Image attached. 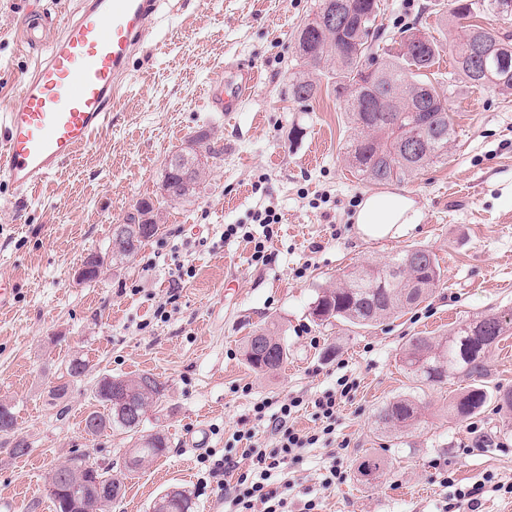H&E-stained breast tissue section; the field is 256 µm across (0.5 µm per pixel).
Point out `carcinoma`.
Wrapping results in <instances>:
<instances>
[{
    "instance_id": "obj_1",
    "label": "carcinoma",
    "mask_w": 512,
    "mask_h": 512,
    "mask_svg": "<svg viewBox=\"0 0 512 512\" xmlns=\"http://www.w3.org/2000/svg\"><path fill=\"white\" fill-rule=\"evenodd\" d=\"M501 0H450L449 16L457 20L462 16L479 17L495 12ZM353 21L342 26L327 23L317 28L301 29L298 36L299 60L305 70L296 73L288 84V95L303 103L317 92V84L310 77L319 72L333 80L338 99L344 100L352 124L353 136L347 143L346 161L361 180L372 184L403 181L426 166L448 155V142L453 128L448 107L438 106L428 113L429 138L427 153L410 159L400 149L403 137L416 129L415 112L411 110V92L414 85L424 82V71L433 67L443 45L433 36L415 47L417 53L383 49L384 58L377 62L374 43L379 40V0H347ZM364 19V27L355 22ZM454 67L448 79L438 82L434 91L448 101L458 81L481 86L501 94H512V57L505 67L491 68V77L479 73V59L475 58L474 42L462 32L452 49ZM378 64L376 91L381 96L398 98L394 111H383L372 96L357 98L346 93L362 71ZM442 270L437 255L426 248L410 247L395 254L382 265H361L344 275V282L336 288H322L317 293L312 309L320 312V321L336 320L356 328L371 327L396 311L423 302L441 282ZM478 333L471 335V324L459 325L450 336L436 340L429 336H414L402 351V363L407 373L423 382L445 384L456 372L472 380L467 390L449 404L451 412L466 419L481 412L491 402V395L482 379L486 375V357L490 348L512 330L511 314H489L474 322ZM264 346H255V336L247 337L244 356L255 370H277L287 357L284 344L272 336L270 330H261ZM149 379L144 391L139 383ZM112 377L99 380L94 397L105 412L91 411L88 417L96 421L95 431L112 429L135 435L141 422L120 415L109 396ZM127 389L134 392L141 407V415L159 407L167 397V385L151 373H143L126 380ZM419 416L415 400L403 397L383 406L377 423L386 431H406L414 427ZM0 442L11 447L17 457L28 453L27 441L17 433L12 407L0 402ZM167 440L157 431L141 436L128 449L129 460L119 474L112 468L100 467L90 461L87 454H79L55 468L46 483V496L54 512H112V505L122 499L125 480L134 476L140 466L165 455ZM385 465L379 456H369L358 465L363 477H371ZM112 485V499L99 497L96 487L102 483Z\"/></svg>"
}]
</instances>
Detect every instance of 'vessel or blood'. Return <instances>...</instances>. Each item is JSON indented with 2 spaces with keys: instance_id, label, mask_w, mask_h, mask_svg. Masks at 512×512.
<instances>
[{
  "instance_id": "b4317fda",
  "label": "vessel or blood",
  "mask_w": 512,
  "mask_h": 512,
  "mask_svg": "<svg viewBox=\"0 0 512 512\" xmlns=\"http://www.w3.org/2000/svg\"><path fill=\"white\" fill-rule=\"evenodd\" d=\"M160 0H82L76 19L53 38L20 100L0 114V182L39 185L108 124L127 64ZM257 80L255 67L234 69L206 97L237 111Z\"/></svg>"
}]
</instances>
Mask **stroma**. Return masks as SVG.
Masks as SVG:
<instances>
[{
  "label": "stroma",
  "mask_w": 512,
  "mask_h": 512,
  "mask_svg": "<svg viewBox=\"0 0 512 512\" xmlns=\"http://www.w3.org/2000/svg\"><path fill=\"white\" fill-rule=\"evenodd\" d=\"M318 0H164L133 53L125 93L105 130L40 186L16 191L0 183V401L10 403L29 445L23 457L0 447V502L11 512H53L44 492L55 467L86 453L121 464L132 441L108 431L87 437L84 416L98 409L93 386L105 376L155 374L168 397L147 412L142 434L163 431L166 455L143 463L112 512H150L170 488L185 490L193 512H225L224 487L212 463L235 447L236 430L272 445L268 421L253 405L292 396L310 400L356 384L336 414L329 442L303 449L288 465L290 512L315 500L317 512H449L456 493L479 488L475 512H512V412L489 405L467 420L448 412L468 380L428 386L403 368L414 336H444L458 324L512 312V95L461 84L448 98L454 135L447 160L389 190L413 196L414 227L395 238L363 240L353 222L374 186L358 179L345 152L352 134L331 80L320 73L316 97L297 103L288 83L297 72L295 36ZM447 0H381L385 38L414 27L444 49L434 72L452 69L460 31ZM67 22L77 0H0V113L18 101L40 57L20 39L32 6ZM233 63L259 77L239 111L212 110L205 88ZM206 132L224 147L195 195L161 209L159 236L134 257L114 262L91 283L74 279L91 253L105 251L114 224L138 201L154 197L167 156ZM274 210L265 262L246 240L225 237L229 224L261 234L256 216ZM424 246L438 256L443 282L419 306L370 328L318 325L310 308L318 289L340 283L354 266L381 264ZM188 269L175 280L177 268ZM165 308L166 318L156 315ZM267 328L288 349L273 372L251 368L244 342ZM87 372L55 398L66 361ZM489 391L512 390V335L487 355ZM398 397L420 400L410 432L381 431L376 414ZM205 429L208 440L189 447ZM387 467L364 482L362 458ZM341 457L345 481L322 479Z\"/></svg>",
  "instance_id": "obj_1"
}]
</instances>
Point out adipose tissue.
<instances>
[{
  "label": "adipose tissue",
  "instance_id": "ef3b65f1",
  "mask_svg": "<svg viewBox=\"0 0 512 512\" xmlns=\"http://www.w3.org/2000/svg\"><path fill=\"white\" fill-rule=\"evenodd\" d=\"M417 215V203L406 192L371 194L360 203L355 224L365 239H391L415 224Z\"/></svg>",
  "mask_w": 512,
  "mask_h": 512
}]
</instances>
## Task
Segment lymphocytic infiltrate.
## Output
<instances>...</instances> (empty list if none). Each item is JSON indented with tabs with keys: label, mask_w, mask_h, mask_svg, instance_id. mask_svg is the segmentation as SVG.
Listing matches in <instances>:
<instances>
[{
	"label": "lymphocytic infiltrate",
	"mask_w": 512,
	"mask_h": 512,
	"mask_svg": "<svg viewBox=\"0 0 512 512\" xmlns=\"http://www.w3.org/2000/svg\"><path fill=\"white\" fill-rule=\"evenodd\" d=\"M340 385L339 393L327 392L312 400L314 414L321 423L320 430L312 434L300 433L290 423L293 414L303 404L302 398L294 397L282 402L273 413L269 412L267 403L254 405L256 419L270 420L275 442L270 448L248 446L237 459L228 455L215 461L212 472L216 475L238 472L239 459L245 458L250 462L247 472H238L236 483L224 486V501L229 505V512H289L287 493L271 489L270 481L287 469L289 460L295 459L301 450L334 433L339 399L349 396L353 389L352 383L345 379Z\"/></svg>",
	"instance_id": "obj_1"
}]
</instances>
